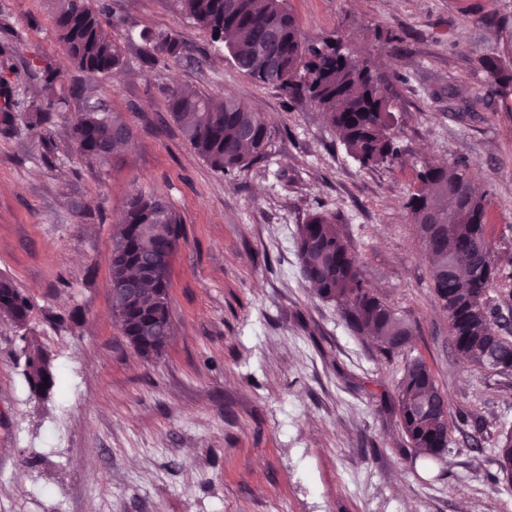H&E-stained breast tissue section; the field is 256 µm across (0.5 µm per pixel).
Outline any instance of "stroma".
<instances>
[{"instance_id": "obj_1", "label": "stroma", "mask_w": 512, "mask_h": 512, "mask_svg": "<svg viewBox=\"0 0 512 512\" xmlns=\"http://www.w3.org/2000/svg\"><path fill=\"white\" fill-rule=\"evenodd\" d=\"M106 3L125 58L109 77L69 62L49 0H0L17 98L35 92L34 61L60 71L68 100L46 130H0V277L33 305L26 329L0 319V512H512V484L491 481L496 439L512 427V375L456 350L405 207L422 165L465 161L488 203L499 268L489 296L512 292V94H496L480 64L512 42V0H287L306 37L345 35L403 75L392 104L400 157L375 166L313 105L242 74L178 0ZM493 15L501 26L486 25ZM144 30L178 33L192 58L146 64ZM176 87L261 112L266 155L212 170L167 110ZM95 101L134 133L103 167L71 139ZM134 190L164 195L182 229L175 333L149 359L109 299L112 241ZM317 211L339 224L367 288L410 325L403 352L381 353L303 279L298 229ZM27 337L57 376L42 397L28 386ZM415 357L447 396L448 450L429 469L396 406Z\"/></svg>"}]
</instances>
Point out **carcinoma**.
Listing matches in <instances>:
<instances>
[{
	"mask_svg": "<svg viewBox=\"0 0 512 512\" xmlns=\"http://www.w3.org/2000/svg\"><path fill=\"white\" fill-rule=\"evenodd\" d=\"M182 13L224 45L235 67L260 85L279 88L288 100L307 102L323 112L346 149L361 164L378 165L399 157L390 110L394 77L378 55L345 49L344 36L310 40L302 35L286 0H178ZM52 19L75 67L102 75L120 70V44L103 29L106 5L90 0H52ZM147 58L161 55L179 60L189 47L174 33L143 36ZM13 48L0 45V124L10 131L18 124L33 129L65 111L56 93L60 73L29 64L37 94L26 104L15 99L9 61ZM482 66L507 86L512 74L504 61L486 57ZM167 107L184 138L216 172L243 170L262 158L271 134L261 115L228 96L172 90ZM77 155L89 164H108L133 137L132 128L114 113L91 107L72 126ZM418 187L408 200L413 221L438 213L441 232L432 238L418 225L431 265L434 293L448 313L457 351L474 366L512 374V338L494 330L501 305L486 298L497 275L486 237V201L470 208L448 195V186L468 180V165L456 161L430 173H417ZM181 237L167 199L156 193L133 192L112 245V298L121 307L123 335L144 357L159 354L174 336L169 303L170 269L147 272L144 261L163 250L170 238ZM297 258L302 277L326 300L336 302L348 325L370 336L381 352L405 348L411 329L382 299L365 288L360 266L336 222L323 212L312 214L298 230ZM135 285L133 296L120 289ZM31 303L8 278L0 277V318L26 325ZM27 381L31 391L45 395L56 384L50 356L32 343L26 347ZM403 432L414 457L427 465L443 458L448 447V409L430 367L420 358L407 362L397 388ZM502 477L512 482V429L498 447Z\"/></svg>",
	"mask_w": 512,
	"mask_h": 512,
	"instance_id": "obj_1",
	"label": "carcinoma"
}]
</instances>
